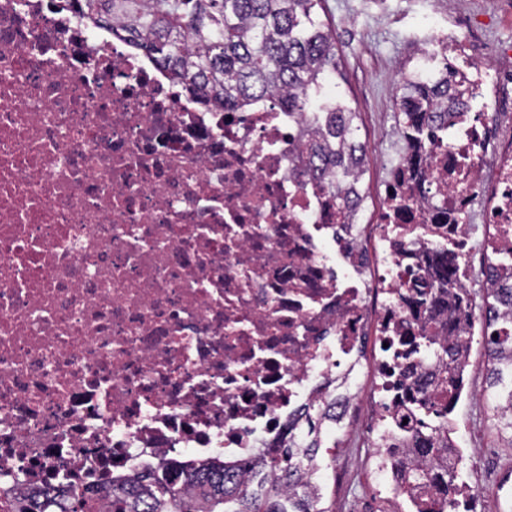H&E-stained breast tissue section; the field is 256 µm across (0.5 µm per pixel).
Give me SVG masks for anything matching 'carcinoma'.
<instances>
[{
	"label": "carcinoma",
	"instance_id": "1",
	"mask_svg": "<svg viewBox=\"0 0 512 512\" xmlns=\"http://www.w3.org/2000/svg\"><path fill=\"white\" fill-rule=\"evenodd\" d=\"M84 15L112 35L144 50L192 96L214 108L253 105L278 97L289 112H315L304 130L302 151L310 168L328 177L336 195L350 201L363 163L364 146L355 138L358 112L333 82L336 43L317 14L322 0H77ZM414 69L402 73L396 106L408 145L404 162L423 177V167L409 133L423 131L427 119L448 120V73L436 70L433 88L416 82ZM487 386L483 400L492 434L512 447V319L504 318L490 338ZM412 401L423 417L415 429L418 464L403 495L420 486L440 491L433 497L445 512L455 508L453 482L440 468L442 430L448 408L463 390L456 344L438 345L427 371L416 374ZM323 410L312 407L300 443L288 441L268 450L259 461L222 468L186 470L179 465L124 478L112 484L107 512H337L327 496L325 473L336 461V438L323 429ZM187 485H204L200 494ZM8 501L6 512H51L54 495ZM62 512H101L99 498L87 489Z\"/></svg>",
	"mask_w": 512,
	"mask_h": 512
}]
</instances>
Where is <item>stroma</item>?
Returning a JSON list of instances; mask_svg holds the SVG:
<instances>
[{
    "label": "stroma",
    "mask_w": 512,
    "mask_h": 512,
    "mask_svg": "<svg viewBox=\"0 0 512 512\" xmlns=\"http://www.w3.org/2000/svg\"><path fill=\"white\" fill-rule=\"evenodd\" d=\"M362 0H323L320 16L336 38L337 82L359 114L358 138L366 150L364 188L372 207H380L379 187L403 147L396 97L400 71L411 65L429 41V26H443L445 11L432 0H381V13L364 11ZM487 356L474 344L466 368V387L452 418L466 439L463 449L472 465L462 479L476 492L475 512H504L512 489V448L491 434L482 422V393L486 387ZM372 371L360 381L359 400L336 450V477L328 493L339 512H407L404 496L385 489L371 469L373 441L370 400Z\"/></svg>",
    "instance_id": "stroma-1"
}]
</instances>
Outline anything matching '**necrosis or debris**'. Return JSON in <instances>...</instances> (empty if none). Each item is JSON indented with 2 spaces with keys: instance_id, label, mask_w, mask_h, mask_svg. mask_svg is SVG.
Listing matches in <instances>:
<instances>
[{
  "instance_id": "4bbe7bcc",
  "label": "necrosis or debris",
  "mask_w": 512,
  "mask_h": 512,
  "mask_svg": "<svg viewBox=\"0 0 512 512\" xmlns=\"http://www.w3.org/2000/svg\"><path fill=\"white\" fill-rule=\"evenodd\" d=\"M473 29L452 9L430 37L463 107L423 136L424 181L397 165L381 208L346 210L308 113L198 108L75 5L0 0V503L259 458L313 404L345 421L371 358L394 486L420 414L393 384L447 321L493 335L479 301L512 286V45L484 65Z\"/></svg>"
}]
</instances>
